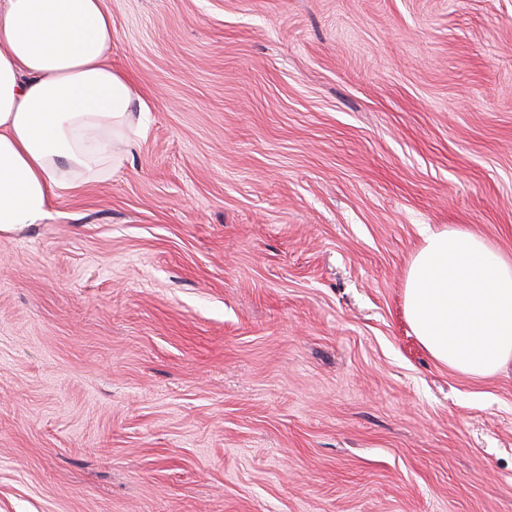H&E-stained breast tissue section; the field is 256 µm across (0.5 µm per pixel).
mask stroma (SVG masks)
Here are the masks:
<instances>
[{"label": "stroma", "instance_id": "1", "mask_svg": "<svg viewBox=\"0 0 512 512\" xmlns=\"http://www.w3.org/2000/svg\"><path fill=\"white\" fill-rule=\"evenodd\" d=\"M144 132L0 232V512H512V374L404 313L512 256V0H106ZM409 325L440 364L471 377L512 371V258L463 225L426 228L404 283Z\"/></svg>", "mask_w": 512, "mask_h": 512}]
</instances>
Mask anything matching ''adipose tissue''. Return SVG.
<instances>
[{
	"instance_id": "ef3b65f1",
	"label": "adipose tissue",
	"mask_w": 512,
	"mask_h": 512,
	"mask_svg": "<svg viewBox=\"0 0 512 512\" xmlns=\"http://www.w3.org/2000/svg\"><path fill=\"white\" fill-rule=\"evenodd\" d=\"M139 100L112 68L105 0H0V231L109 174L134 143ZM409 325L440 364L512 371V258L462 225L424 229L404 283Z\"/></svg>"
}]
</instances>
